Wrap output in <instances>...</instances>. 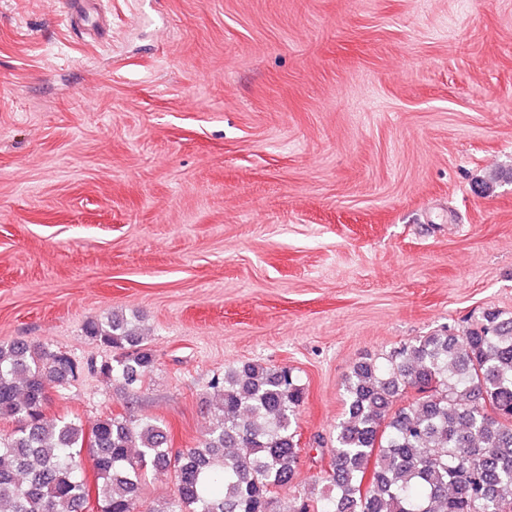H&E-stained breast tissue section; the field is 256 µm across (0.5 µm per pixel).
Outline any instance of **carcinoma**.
<instances>
[{
  "label": "carcinoma",
  "mask_w": 512,
  "mask_h": 512,
  "mask_svg": "<svg viewBox=\"0 0 512 512\" xmlns=\"http://www.w3.org/2000/svg\"><path fill=\"white\" fill-rule=\"evenodd\" d=\"M86 336L120 351L90 368L140 387L155 363L137 324L110 312ZM81 367L63 351L0 341V512H135L150 473L175 492L153 512H272L294 480L306 387L288 367L241 362L212 383L216 423L196 448L169 447L151 417L92 427L46 414L49 390ZM318 496L289 512H512V315L487 309L354 365ZM88 451L97 476L83 474Z\"/></svg>",
  "instance_id": "carcinoma-1"
}]
</instances>
